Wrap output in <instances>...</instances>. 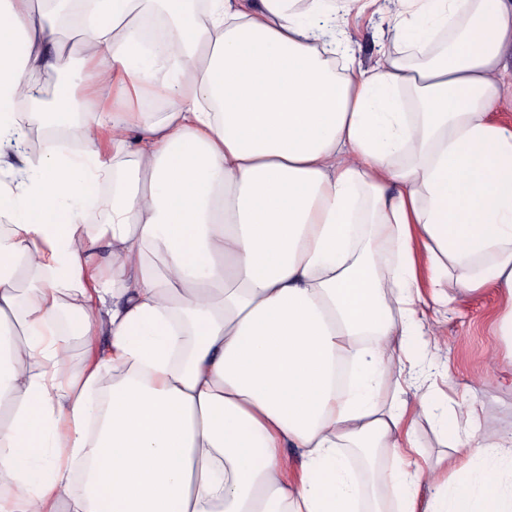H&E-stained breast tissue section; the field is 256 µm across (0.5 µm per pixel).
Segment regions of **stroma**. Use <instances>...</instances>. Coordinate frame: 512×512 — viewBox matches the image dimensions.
I'll return each mask as SVG.
<instances>
[{
  "instance_id": "1",
  "label": "stroma",
  "mask_w": 512,
  "mask_h": 512,
  "mask_svg": "<svg viewBox=\"0 0 512 512\" xmlns=\"http://www.w3.org/2000/svg\"><path fill=\"white\" fill-rule=\"evenodd\" d=\"M385 25L381 17L351 18L349 32L362 68L377 59ZM61 55L53 57L37 87L38 94L54 95L56 77L83 66L78 34L59 29ZM500 309L496 292L487 288L477 294L457 293L448 309L427 308L424 336L420 343L426 358L429 382L407 387L409 400H417L428 388L445 391L450 406L477 402L488 413L499 436L512 437V365L503 355L493 354L495 321Z\"/></svg>"
}]
</instances>
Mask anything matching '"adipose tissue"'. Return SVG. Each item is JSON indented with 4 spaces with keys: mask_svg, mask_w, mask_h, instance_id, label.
I'll return each mask as SVG.
<instances>
[{
    "mask_svg": "<svg viewBox=\"0 0 512 512\" xmlns=\"http://www.w3.org/2000/svg\"><path fill=\"white\" fill-rule=\"evenodd\" d=\"M98 4L93 96L69 76L25 114L57 31L0 0V140L76 110L83 145L0 185V512H512L477 406L379 398L393 362L425 372L421 282L495 289L512 350V0ZM370 6L363 69L345 19ZM422 419L462 456L421 466ZM383 27L386 29V21L379 15L372 18L369 15L350 18L349 32L356 51V59L364 69L371 67L377 59Z\"/></svg>",
    "mask_w": 512,
    "mask_h": 512,
    "instance_id": "adipose-tissue-1",
    "label": "adipose tissue"
}]
</instances>
